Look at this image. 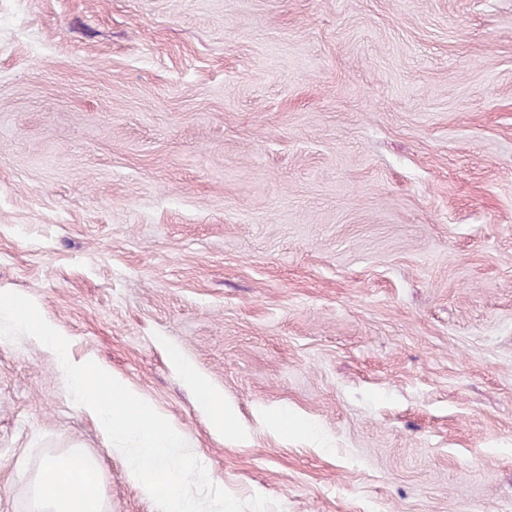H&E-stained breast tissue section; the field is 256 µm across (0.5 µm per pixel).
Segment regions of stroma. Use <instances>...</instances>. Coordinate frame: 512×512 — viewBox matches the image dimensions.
I'll use <instances>...</instances> for the list:
<instances>
[{"mask_svg":"<svg viewBox=\"0 0 512 512\" xmlns=\"http://www.w3.org/2000/svg\"><path fill=\"white\" fill-rule=\"evenodd\" d=\"M0 289L239 499L512 512V0H0ZM76 446L156 512L0 342V512ZM175 362L184 378L195 388L200 408L211 417L214 425L225 432L238 435L231 412L224 406L223 395L213 390L190 363L179 356L175 358Z\"/></svg>","mask_w":512,"mask_h":512,"instance_id":"stroma-1","label":"stroma"}]
</instances>
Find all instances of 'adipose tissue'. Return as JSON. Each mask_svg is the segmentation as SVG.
Masks as SVG:
<instances>
[{
  "instance_id": "adipose-tissue-1",
  "label": "adipose tissue",
  "mask_w": 512,
  "mask_h": 512,
  "mask_svg": "<svg viewBox=\"0 0 512 512\" xmlns=\"http://www.w3.org/2000/svg\"><path fill=\"white\" fill-rule=\"evenodd\" d=\"M178 366L214 425L234 432V421L222 394L213 390L190 363L182 360ZM97 469L96 461L76 448L65 458L46 461L35 482L32 512H103L96 483Z\"/></svg>"
}]
</instances>
